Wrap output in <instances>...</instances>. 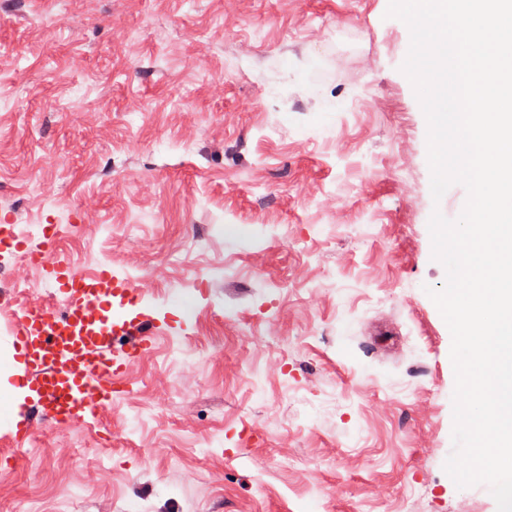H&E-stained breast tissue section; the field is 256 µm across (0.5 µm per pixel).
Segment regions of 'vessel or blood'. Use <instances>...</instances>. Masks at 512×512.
<instances>
[{"label":"vessel or blood","instance_id":"obj_1","mask_svg":"<svg viewBox=\"0 0 512 512\" xmlns=\"http://www.w3.org/2000/svg\"><path fill=\"white\" fill-rule=\"evenodd\" d=\"M43 272L61 297L17 312L15 344L35 394L32 409L44 420L81 426L111 403L118 392L113 375L150 352L158 326L112 314V306L134 303L138 291L110 269L81 274L58 260Z\"/></svg>","mask_w":512,"mask_h":512}]
</instances>
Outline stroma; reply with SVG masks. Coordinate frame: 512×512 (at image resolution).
<instances>
[{
    "mask_svg": "<svg viewBox=\"0 0 512 512\" xmlns=\"http://www.w3.org/2000/svg\"><path fill=\"white\" fill-rule=\"evenodd\" d=\"M388 0H0V346L35 250L161 324L96 424L0 422V512H497L458 488L427 121ZM251 327L264 343L240 334Z\"/></svg>",
    "mask_w": 512,
    "mask_h": 512,
    "instance_id": "1",
    "label": "stroma"
}]
</instances>
